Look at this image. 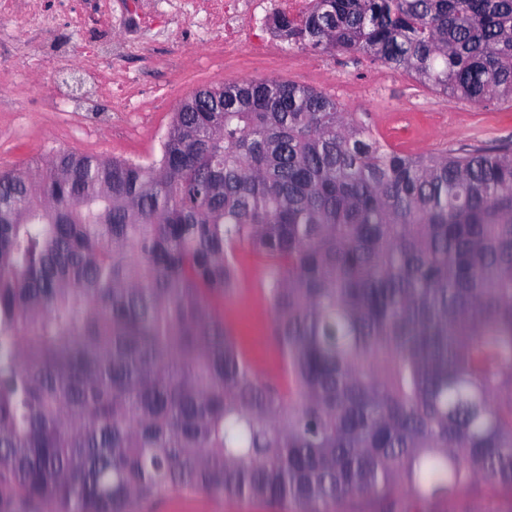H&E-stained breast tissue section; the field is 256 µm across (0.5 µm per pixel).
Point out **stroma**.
<instances>
[{
	"mask_svg": "<svg viewBox=\"0 0 512 512\" xmlns=\"http://www.w3.org/2000/svg\"><path fill=\"white\" fill-rule=\"evenodd\" d=\"M129 68L140 77L138 112H116L102 98L94 112H50L40 97L18 95L17 111L0 112V169L25 170L47 154L73 151L98 158L150 163L179 105L203 87L275 79L323 90L345 111L367 113L374 132L414 154L440 153L497 140H512V106L475 104L428 91L409 76L346 53L320 54L295 46L263 60L242 52L224 57L192 47L170 57L136 56ZM237 281L217 309L253 370L278 379L280 350L273 312L263 293L266 261L249 245L235 252ZM141 512H279L268 503L215 493L173 494Z\"/></svg>",
	"mask_w": 512,
	"mask_h": 512,
	"instance_id": "obj_1",
	"label": "stroma"
}]
</instances>
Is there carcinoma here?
<instances>
[{"instance_id": "obj_1", "label": "carcinoma", "mask_w": 512, "mask_h": 512, "mask_svg": "<svg viewBox=\"0 0 512 512\" xmlns=\"http://www.w3.org/2000/svg\"><path fill=\"white\" fill-rule=\"evenodd\" d=\"M288 43L512 104V0H311ZM267 261L281 381L214 302ZM512 508V141L406 153L325 91L201 89L159 160L0 171V512L180 492ZM460 500L465 502L472 512H496L499 499L494 497V492L485 491L481 494L464 493Z\"/></svg>"}]
</instances>
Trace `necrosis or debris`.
Here are the masks:
<instances>
[{
	"label": "necrosis or debris",
	"instance_id": "4bbe7bcc",
	"mask_svg": "<svg viewBox=\"0 0 512 512\" xmlns=\"http://www.w3.org/2000/svg\"><path fill=\"white\" fill-rule=\"evenodd\" d=\"M310 0H0V86L48 90L56 112H93L109 97L139 109L133 55L185 41L203 50L263 52L271 20L297 18ZM74 36L59 44L60 27Z\"/></svg>",
	"mask_w": 512,
	"mask_h": 512
}]
</instances>
